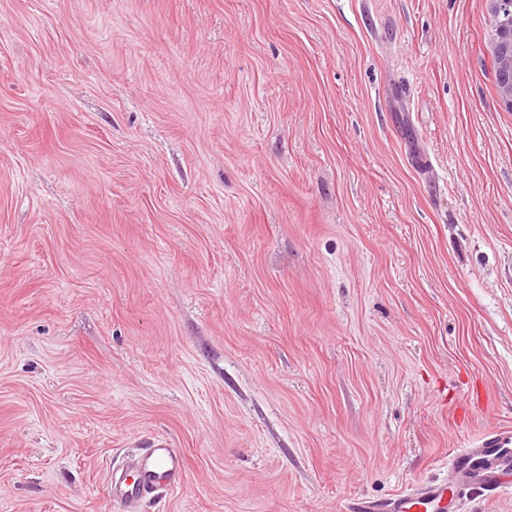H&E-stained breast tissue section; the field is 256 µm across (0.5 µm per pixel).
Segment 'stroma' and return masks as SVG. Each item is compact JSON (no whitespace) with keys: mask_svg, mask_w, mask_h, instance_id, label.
I'll return each mask as SVG.
<instances>
[{"mask_svg":"<svg viewBox=\"0 0 512 512\" xmlns=\"http://www.w3.org/2000/svg\"><path fill=\"white\" fill-rule=\"evenodd\" d=\"M490 0H0V512H340L512 426ZM184 471L183 455L167 441L155 440L130 456L126 470L112 475L110 498L125 512H132L147 495L180 485Z\"/></svg>","mask_w":512,"mask_h":512,"instance_id":"stroma-1","label":"stroma"}]
</instances>
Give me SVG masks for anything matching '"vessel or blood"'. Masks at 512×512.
Instances as JSON below:
<instances>
[{
    "mask_svg": "<svg viewBox=\"0 0 512 512\" xmlns=\"http://www.w3.org/2000/svg\"><path fill=\"white\" fill-rule=\"evenodd\" d=\"M449 466L451 479L432 480L382 502L353 497L345 512H463L466 483L490 493L512 489V429L487 430L473 447L454 452ZM184 471L183 455L155 440L131 455L126 470L113 474L110 498L124 512H135L147 495L180 485Z\"/></svg>",
    "mask_w": 512,
    "mask_h": 512,
    "instance_id": "obj_1",
    "label": "vessel or blood"
}]
</instances>
